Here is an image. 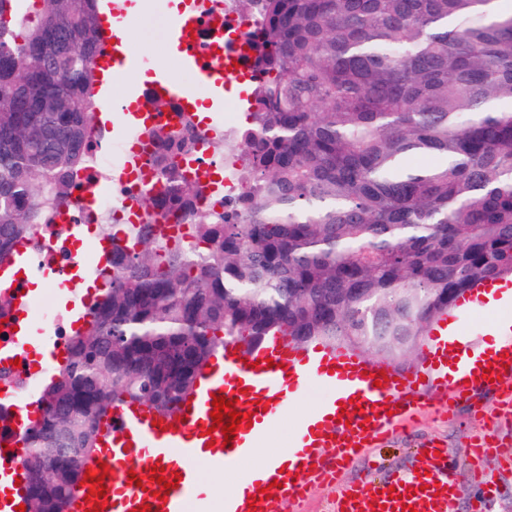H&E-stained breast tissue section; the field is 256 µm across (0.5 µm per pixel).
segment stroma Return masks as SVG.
I'll return each instance as SVG.
<instances>
[{"label": "stroma", "instance_id": "35a3bbf8", "mask_svg": "<svg viewBox=\"0 0 512 512\" xmlns=\"http://www.w3.org/2000/svg\"><path fill=\"white\" fill-rule=\"evenodd\" d=\"M172 4L173 0H146L145 9H132L127 24L134 52L152 58L167 56L164 19ZM329 395L324 383L307 384L287 414L274 423L258 458L276 455L287 447L300 419L312 414ZM489 403L495 412L488 417L463 405L449 412L420 413L389 433L379 446L365 449L335 483L312 486L303 508L287 502L282 512H335L340 488L356 482L378 484L382 469L408 465L416 449L432 443L445 448L455 482L456 496L449 512H512V398L499 394ZM479 438L493 443V455L480 458L473 453L472 446Z\"/></svg>", "mask_w": 512, "mask_h": 512}]
</instances>
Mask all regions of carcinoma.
Segmentation results:
<instances>
[{
  "instance_id": "1",
  "label": "carcinoma",
  "mask_w": 512,
  "mask_h": 512,
  "mask_svg": "<svg viewBox=\"0 0 512 512\" xmlns=\"http://www.w3.org/2000/svg\"><path fill=\"white\" fill-rule=\"evenodd\" d=\"M500 0H258L245 186L211 213L166 156L143 224H101L102 293L41 389L27 457L98 459L122 403L172 417L224 346L281 334L414 355L477 283L512 276V10ZM98 0H0V263L74 195L103 130ZM435 156V166L410 158ZM178 207L190 242L154 222ZM82 472L30 512H70Z\"/></svg>"
}]
</instances>
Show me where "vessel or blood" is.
I'll return each mask as SVG.
<instances>
[{"instance_id": "b4317fda", "label": "vessel or blood", "mask_w": 512, "mask_h": 512, "mask_svg": "<svg viewBox=\"0 0 512 512\" xmlns=\"http://www.w3.org/2000/svg\"><path fill=\"white\" fill-rule=\"evenodd\" d=\"M126 8L109 6L102 16L104 48L95 58L102 111L111 115L115 100L112 90L123 85L126 97L158 98L177 105L183 112L206 106L224 109V74L233 70L246 45L224 50V13L210 0H182L178 12L166 21L167 39L173 51L170 59L153 60L132 51L127 37ZM209 39H202V31ZM147 69L153 79L145 88L130 80L133 73ZM193 74L194 81L182 83L174 71ZM161 120L153 109L131 110L122 127L131 134ZM41 275L42 268L25 247H18L12 262L0 264V295L11 299L13 320L0 328V358H25L34 344L44 351V374L52 376L62 360L60 318L39 323L34 318L37 301L33 289L23 288L21 271ZM493 288L486 281L449 306L430 329L422 345L419 364L399 369L369 362L358 350H334L314 344L295 346L288 337L271 336L254 349L236 344L224 348L223 362L212 365L184 400L168 427L144 406L115 407L100 427L105 449L102 463H89L90 476L76 496L72 512H85V498L92 490L91 478L100 465L109 472L103 484L108 501L104 512H212L200 492V475L221 470L251 457L261 447L270 427L288 411L289 405L312 380L329 384L334 396L303 419L287 454L276 457L252 479L247 495H228L224 512H281L285 501L301 503L308 488L332 483L359 449L370 447L398 422L423 410H452L461 404H475L479 393L512 384V302L501 307L506 323L498 352L475 359L467 345H459L455 375L443 372L448 357L445 335H467L465 312L485 307V295ZM225 396L236 411L250 413L252 424L237 434L224 436L213 430V396ZM13 426L0 433V483L7 496L0 497V512H16L26 501L27 451L20 433L34 416V398L13 397L7 402ZM162 469L172 485L161 488L151 479L153 469ZM271 488L272 496L258 499L260 489ZM453 479L444 456L420 452L405 470L389 473L381 486H351L336 500V512H398L405 506L416 512H448L453 496ZM256 506H249L250 497Z\"/></svg>"}]
</instances>
